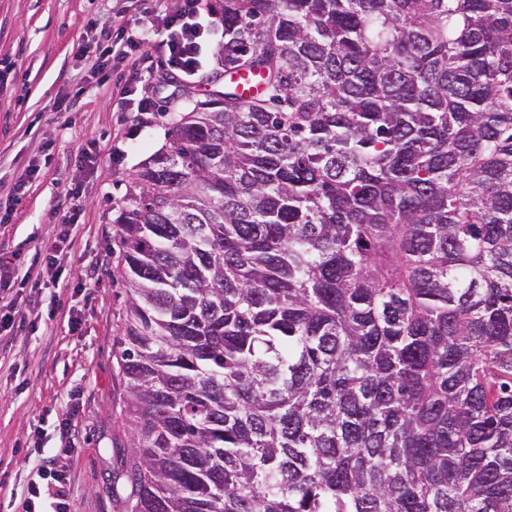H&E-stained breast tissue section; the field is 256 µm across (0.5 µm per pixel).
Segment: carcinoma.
<instances>
[{
    "mask_svg": "<svg viewBox=\"0 0 512 512\" xmlns=\"http://www.w3.org/2000/svg\"><path fill=\"white\" fill-rule=\"evenodd\" d=\"M120 224L130 512H512V0H224Z\"/></svg>",
    "mask_w": 512,
    "mask_h": 512,
    "instance_id": "carcinoma-1",
    "label": "carcinoma"
}]
</instances>
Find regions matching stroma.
Returning a JSON list of instances; mask_svg holds the SVG:
<instances>
[{
	"instance_id": "35a3bbf8",
	"label": "stroma",
	"mask_w": 512,
	"mask_h": 512,
	"mask_svg": "<svg viewBox=\"0 0 512 512\" xmlns=\"http://www.w3.org/2000/svg\"><path fill=\"white\" fill-rule=\"evenodd\" d=\"M143 11V0H0V261L44 276L36 251L68 207V187L84 188L75 245L61 264L65 287L35 295L15 275L0 276V305L16 311L0 350V512H10L11 491L26 488L46 460L69 474V512H127L115 479L132 454L116 219L138 165L208 89L171 80L153 47L137 63L117 56L94 72L102 29L127 34ZM144 96L153 111L139 124L133 114ZM91 142L100 164L79 167L78 150ZM72 315L81 320L75 334Z\"/></svg>"
}]
</instances>
